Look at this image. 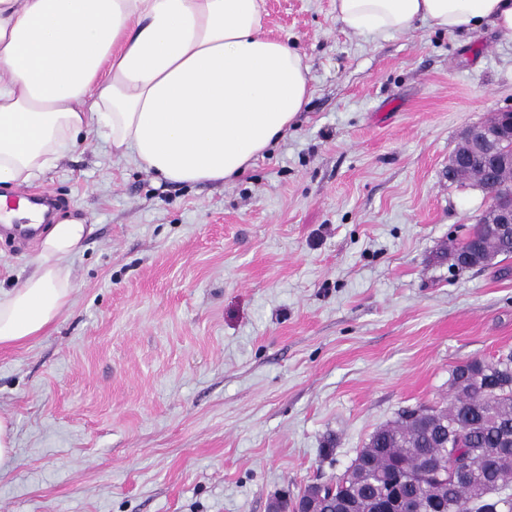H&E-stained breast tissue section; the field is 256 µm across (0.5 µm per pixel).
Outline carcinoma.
I'll return each mask as SVG.
<instances>
[{
  "mask_svg": "<svg viewBox=\"0 0 512 512\" xmlns=\"http://www.w3.org/2000/svg\"><path fill=\"white\" fill-rule=\"evenodd\" d=\"M453 181H469L491 194L512 188V169L488 183L475 168ZM512 259V235L477 223L452 253L461 268ZM451 399L424 411L403 409L377 429L336 482L310 484L300 500L312 512H379L399 494L426 512H502L512 504V350L473 359L451 373ZM471 461L465 475L448 472V452Z\"/></svg>",
  "mask_w": 512,
  "mask_h": 512,
  "instance_id": "obj_1",
  "label": "carcinoma"
}]
</instances>
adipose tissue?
<instances>
[{"mask_svg": "<svg viewBox=\"0 0 512 512\" xmlns=\"http://www.w3.org/2000/svg\"><path fill=\"white\" fill-rule=\"evenodd\" d=\"M336 18L382 37L420 22L512 37V0H336ZM310 96L299 50L265 34L261 0H0V205L91 130L167 182L230 181ZM91 231L48 227L31 271L0 289V348L27 345L68 309L69 261Z\"/></svg>", "mask_w": 512, "mask_h": 512, "instance_id": "1", "label": "adipose tissue"}]
</instances>
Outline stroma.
Wrapping results in <instances>:
<instances>
[{"label": "stroma", "instance_id": "obj_1", "mask_svg": "<svg viewBox=\"0 0 512 512\" xmlns=\"http://www.w3.org/2000/svg\"><path fill=\"white\" fill-rule=\"evenodd\" d=\"M262 9L312 95L235 182L160 181L94 132L33 182L94 230L68 310L0 350V512H271L512 347V275L449 258L487 196L445 176L462 131L512 108V38ZM35 249L0 234V289Z\"/></svg>", "mask_w": 512, "mask_h": 512}]
</instances>
